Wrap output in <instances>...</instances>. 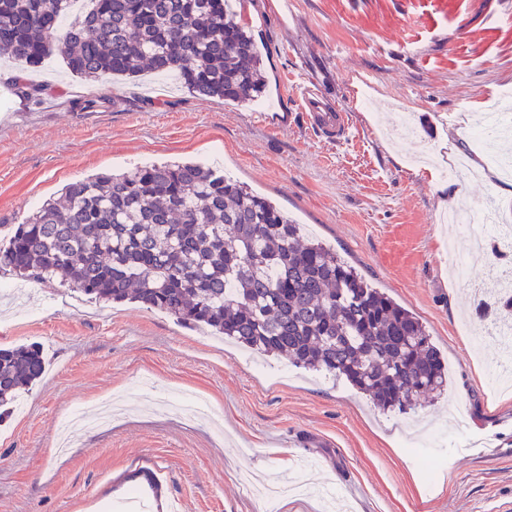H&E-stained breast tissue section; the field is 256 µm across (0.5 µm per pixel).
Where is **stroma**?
I'll list each match as a JSON object with an SVG mask.
<instances>
[{
	"instance_id": "1",
	"label": "stroma",
	"mask_w": 512,
	"mask_h": 512,
	"mask_svg": "<svg viewBox=\"0 0 512 512\" xmlns=\"http://www.w3.org/2000/svg\"><path fill=\"white\" fill-rule=\"evenodd\" d=\"M267 49L250 104L176 77L73 76L60 55L21 97L0 62V238L63 185L171 158L223 170L289 215L425 324L448 363L437 401L400 413L349 384L270 359L135 303L7 277L0 346L31 343L47 370L0 421V512H273L261 491L302 479L288 512H495L512 502V388L493 387L501 317L474 250L441 213L502 197L471 127L488 99L512 113V0H242ZM348 112L351 141L302 124L300 86ZM109 87L112 103L87 109ZM284 112L287 127L260 123ZM447 186L440 195L439 186ZM199 399L208 413L191 412ZM112 418L60 447L75 410Z\"/></svg>"
}]
</instances>
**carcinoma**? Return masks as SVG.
<instances>
[{
	"mask_svg": "<svg viewBox=\"0 0 512 512\" xmlns=\"http://www.w3.org/2000/svg\"><path fill=\"white\" fill-rule=\"evenodd\" d=\"M0 0V53L34 69L58 52L84 78L173 73L190 92L251 103L261 48L229 0ZM0 271L137 302L296 367L343 379L383 410L448 387L426 326L309 238L273 200L192 160L67 183L0 244ZM36 345L0 347V406L41 380Z\"/></svg>",
	"mask_w": 512,
	"mask_h": 512,
	"instance_id": "obj_1",
	"label": "carcinoma"
}]
</instances>
